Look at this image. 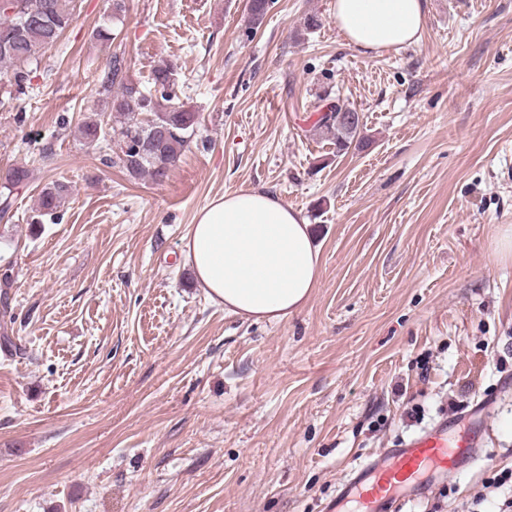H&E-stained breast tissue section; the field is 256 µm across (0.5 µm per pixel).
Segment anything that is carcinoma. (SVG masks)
<instances>
[{
  "mask_svg": "<svg viewBox=\"0 0 512 512\" xmlns=\"http://www.w3.org/2000/svg\"><path fill=\"white\" fill-rule=\"evenodd\" d=\"M74 0H42L43 9L35 17L18 16L13 20L14 35L7 39L10 49L0 51V76L21 75L17 86H22L27 76L22 74L26 64L38 62L52 47L73 20ZM269 8V0H249V28H258ZM177 66L164 63L153 70L154 92L145 93L127 75L124 60L113 57L101 78V87L108 98L106 109L120 118L117 131L122 154L127 160L119 164L132 176L147 175L153 181H165L176 166L182 151L189 145L197 131L200 114L192 108L175 103ZM336 102L327 106L321 115L318 129L332 140L337 151L348 149L359 132L336 122ZM84 144L96 146L106 139L103 113L92 110L84 115L78 126ZM29 179L23 167L7 172L3 191L0 192V214L10 208V195ZM69 194V186L55 181L43 188L39 197V213L51 216Z\"/></svg>",
  "mask_w": 512,
  "mask_h": 512,
  "instance_id": "1",
  "label": "carcinoma"
}]
</instances>
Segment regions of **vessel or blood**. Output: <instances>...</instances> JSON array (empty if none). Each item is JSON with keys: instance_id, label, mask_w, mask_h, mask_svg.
I'll use <instances>...</instances> for the list:
<instances>
[{"instance_id": "b4317fda", "label": "vessel or blood", "mask_w": 512, "mask_h": 512, "mask_svg": "<svg viewBox=\"0 0 512 512\" xmlns=\"http://www.w3.org/2000/svg\"><path fill=\"white\" fill-rule=\"evenodd\" d=\"M481 427L452 438L447 423L418 434L399 448H387L360 464L342 484L328 512H402L421 491L446 483L463 459H474Z\"/></svg>"}]
</instances>
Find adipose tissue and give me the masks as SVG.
<instances>
[{
  "label": "adipose tissue",
  "mask_w": 512,
  "mask_h": 512,
  "mask_svg": "<svg viewBox=\"0 0 512 512\" xmlns=\"http://www.w3.org/2000/svg\"><path fill=\"white\" fill-rule=\"evenodd\" d=\"M347 44L365 52L420 43L426 0H334ZM197 283L225 311L278 321L300 309L318 283L320 249L299 210L265 191L238 189L203 206L185 237Z\"/></svg>",
  "instance_id": "1"
}]
</instances>
